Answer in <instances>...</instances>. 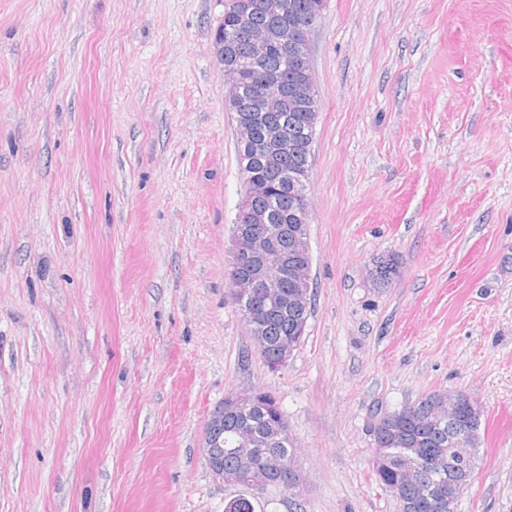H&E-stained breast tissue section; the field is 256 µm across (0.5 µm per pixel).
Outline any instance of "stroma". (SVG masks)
<instances>
[{
	"label": "stroma",
	"mask_w": 512,
	"mask_h": 512,
	"mask_svg": "<svg viewBox=\"0 0 512 512\" xmlns=\"http://www.w3.org/2000/svg\"><path fill=\"white\" fill-rule=\"evenodd\" d=\"M224 0H0V512H224L203 427L275 396L301 496L398 512L369 423L482 407L459 512H512V0H328L311 34V310L285 368L228 292ZM398 256L384 288L367 269Z\"/></svg>",
	"instance_id": "obj_1"
}]
</instances>
